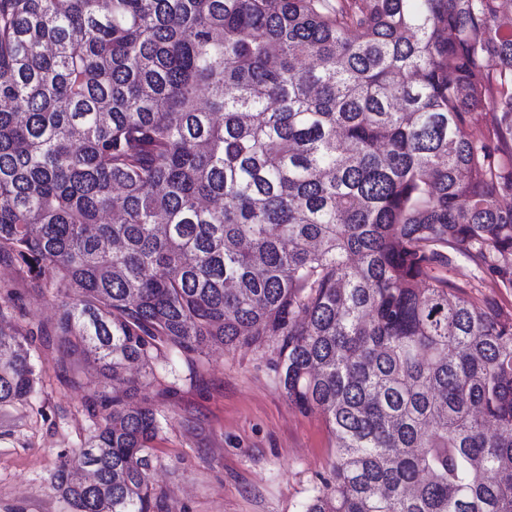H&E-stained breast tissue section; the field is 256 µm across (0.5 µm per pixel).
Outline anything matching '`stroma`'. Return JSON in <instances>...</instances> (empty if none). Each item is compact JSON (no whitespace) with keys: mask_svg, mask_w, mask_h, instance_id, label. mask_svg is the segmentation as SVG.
Listing matches in <instances>:
<instances>
[{"mask_svg":"<svg viewBox=\"0 0 512 512\" xmlns=\"http://www.w3.org/2000/svg\"><path fill=\"white\" fill-rule=\"evenodd\" d=\"M470 295L493 294L512 319V292L490 283L466 258L444 271ZM0 284L13 296L0 301V329L33 332L43 370L27 404L0 415V512H70L49 476L62 452L77 448L88 419L86 396L102 378L85 368L71 387L61 367L54 324L62 300L0 261ZM270 348L209 345L196 363L171 354L168 366L139 397L159 408L162 429L149 451L162 512H303L335 456L334 438L320 411H302L280 383Z\"/></svg>","mask_w":512,"mask_h":512,"instance_id":"obj_1","label":"stroma"}]
</instances>
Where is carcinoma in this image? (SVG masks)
Returning a JSON list of instances; mask_svg holds the SVG:
<instances>
[{
  "instance_id": "carcinoma-1",
  "label": "carcinoma",
  "mask_w": 512,
  "mask_h": 512,
  "mask_svg": "<svg viewBox=\"0 0 512 512\" xmlns=\"http://www.w3.org/2000/svg\"><path fill=\"white\" fill-rule=\"evenodd\" d=\"M507 0H0V259L63 293L112 381L51 476L71 512H155L178 352L274 345L336 440L304 512H512ZM0 333V409L42 382ZM432 274L447 276L449 279L466 286L470 295L482 297L493 295L497 301L498 308L504 318L512 319V292L498 291L496 288H489L488 278L483 275L468 259L458 257L457 260L446 268H436ZM485 279V280H483Z\"/></svg>"
}]
</instances>
